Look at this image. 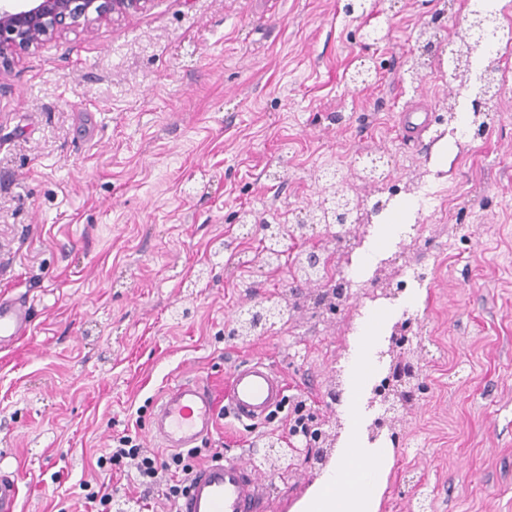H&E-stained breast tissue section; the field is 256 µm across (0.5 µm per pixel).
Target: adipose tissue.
<instances>
[{
	"instance_id": "adipose-tissue-1",
	"label": "adipose tissue",
	"mask_w": 512,
	"mask_h": 512,
	"mask_svg": "<svg viewBox=\"0 0 512 512\" xmlns=\"http://www.w3.org/2000/svg\"><path fill=\"white\" fill-rule=\"evenodd\" d=\"M384 456L383 449L361 447L356 429H349L341 456L306 496L302 512H377Z\"/></svg>"
}]
</instances>
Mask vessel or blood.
Listing matches in <instances>:
<instances>
[{"instance_id":"1","label":"vessel or blood","mask_w":512,"mask_h":512,"mask_svg":"<svg viewBox=\"0 0 512 512\" xmlns=\"http://www.w3.org/2000/svg\"><path fill=\"white\" fill-rule=\"evenodd\" d=\"M399 121L416 133L432 121L427 107L409 106ZM32 332L30 307L22 298H0V348L11 347ZM285 398L281 375L264 358L235 366L223 401H216L208 386L197 380H176L158 399L149 419L148 433L162 447L191 450L207 439L219 411L235 420L267 419ZM18 479L0 472V512H17ZM268 489L246 462L223 456L210 459L190 475L173 512H266Z\"/></svg>"}]
</instances>
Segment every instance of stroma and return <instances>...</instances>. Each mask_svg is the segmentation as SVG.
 Returning a JSON list of instances; mask_svg holds the SVG:
<instances>
[{
    "instance_id": "1",
    "label": "stroma",
    "mask_w": 512,
    "mask_h": 512,
    "mask_svg": "<svg viewBox=\"0 0 512 512\" xmlns=\"http://www.w3.org/2000/svg\"><path fill=\"white\" fill-rule=\"evenodd\" d=\"M151 0L146 11L79 24L0 71V297H22L34 329L0 350V469L20 480L18 512H91L106 487L133 512H171L136 475L96 465L147 434L182 376L222 394L234 365L267 359L286 405L249 425L219 414L213 449L258 467L267 512H297L319 478L288 452L291 402L313 427L377 416L352 385L353 339L383 312L371 379L392 325L412 316L423 390L400 410L378 512H512V0H492L500 85L475 137L448 126L452 49L474 0ZM435 116L418 141L398 125L410 102ZM375 158L384 181L361 178ZM378 206L355 238L349 308L317 289L274 327L234 335L258 303L282 304L291 259L337 248V226L290 241L279 268L250 211L296 224L323 206L324 176ZM414 208L377 238L403 201ZM378 249L368 264L367 245ZM252 282L244 291L242 281Z\"/></svg>"
}]
</instances>
